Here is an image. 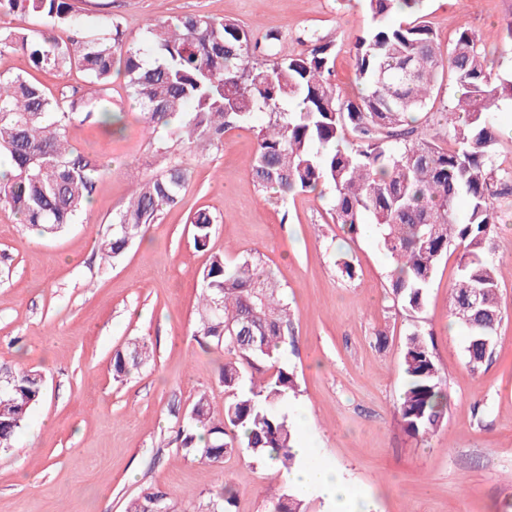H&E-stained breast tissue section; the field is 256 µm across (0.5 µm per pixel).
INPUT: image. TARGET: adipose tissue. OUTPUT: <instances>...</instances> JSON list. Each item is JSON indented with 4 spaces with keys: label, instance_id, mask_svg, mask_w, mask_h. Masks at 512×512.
<instances>
[{
    "label": "adipose tissue",
    "instance_id": "adipose-tissue-1",
    "mask_svg": "<svg viewBox=\"0 0 512 512\" xmlns=\"http://www.w3.org/2000/svg\"><path fill=\"white\" fill-rule=\"evenodd\" d=\"M297 464L289 473V483L298 491L319 495L327 502L350 505V512H369L365 499L360 496L336 469L311 462L308 449L295 447Z\"/></svg>",
    "mask_w": 512,
    "mask_h": 512
}]
</instances>
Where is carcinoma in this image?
I'll return each instance as SVG.
<instances>
[{
  "mask_svg": "<svg viewBox=\"0 0 512 512\" xmlns=\"http://www.w3.org/2000/svg\"><path fill=\"white\" fill-rule=\"evenodd\" d=\"M422 2L364 0L370 22L355 37L353 50L365 93L352 99L339 96L332 83L335 45L315 35L307 48L267 66L255 61L259 44L251 30L232 20L193 15L160 21L132 42L110 18L98 22L105 36L86 34V22L69 0H0V17L36 20L32 27L0 28V56L21 52L34 68L61 74L76 68L87 83L53 94L23 73L0 74V153L9 162V174L0 180V204L43 236L76 222L105 165L75 149L69 129L79 119H94L115 132L105 97L113 74L121 73L141 108L144 130H165L161 150L171 142L218 145L225 132L250 127L256 115H265L255 129L250 162L259 190L284 200L296 192L332 189L336 223L351 236L374 232L394 260L392 299L410 314L423 310L437 267L455 246L459 275L450 289L451 315L458 316L477 290L482 308L498 324L501 276L489 249L498 206L512 197V165L496 158L492 115L512 100V83L493 71L480 36L466 24L443 56L423 19ZM396 14L408 20L395 23ZM59 28L72 36L57 38ZM446 77L461 95L443 107L436 128L422 129L417 113ZM445 141L450 146L443 147ZM187 180L176 164L136 180L98 242L102 259L121 257L164 210L177 206ZM461 196L469 204L463 221L455 208ZM191 224L197 248L207 247L212 214L200 209ZM200 288L194 335L224 351V412L216 414L207 394H200L179 421L177 446L207 466L244 448L287 474L296 463L295 437L283 406L298 382L284 360L294 343V322L281 285L254 256L229 264L215 254ZM494 332L468 330L472 371L491 356ZM151 354L144 341L116 350L114 378L129 375ZM402 364L405 385L397 414L406 433L423 441L442 426L448 392L434 347L418 328L407 334ZM44 389L41 372L0 366L1 448L12 447ZM151 496L172 505L168 492L148 489L128 502L126 512H144ZM235 498L233 486L222 484L209 496V512H232ZM271 512H304V498L287 485Z\"/></svg>",
  "mask_w": 512,
  "mask_h": 512,
  "instance_id": "carcinoma-1",
  "label": "carcinoma"
}]
</instances>
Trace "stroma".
<instances>
[{
  "label": "stroma",
  "mask_w": 512,
  "mask_h": 512,
  "mask_svg": "<svg viewBox=\"0 0 512 512\" xmlns=\"http://www.w3.org/2000/svg\"><path fill=\"white\" fill-rule=\"evenodd\" d=\"M90 33L107 16L126 35L185 15L233 19L256 39L277 32L285 56L310 34L336 46L332 80L340 96L359 90L351 39L367 27L360 0H75ZM441 52L461 23L481 37L494 70L512 81V54L501 24L512 0H424ZM26 71L51 91L82 84L74 69L32 68L19 53L0 56V72ZM113 113L122 134L77 122L71 144L101 159L106 172L79 220L59 236L41 238L0 206V364L37 369L45 395L12 447L0 448V512H125L150 488L170 493L176 512H203L222 482L238 491L234 512H268L279 493V470L242 450L205 466L175 442V423L206 393L224 409L220 350L193 334L199 277L212 254L235 262L247 254L281 282L293 314L295 345L286 359L299 394L288 416L313 458L339 470L366 496L371 512H512V205L498 210L493 258L503 270L502 320L488 362L471 371L467 331L451 323L449 290L457 253L438 266L422 312L393 302L391 259L374 237H349L331 215V192H304L281 201L258 191L250 176L256 138L250 128L158 149L143 131L123 76H114ZM188 171L181 203L160 216L111 267L96 239L124 208L134 180ZM214 215L208 249L195 247L190 216ZM345 258L354 279L339 273ZM430 334L449 394L443 426L426 440L403 429L396 405L404 384L402 345L412 329ZM147 342L154 358L115 380L111 358L128 342Z\"/></svg>",
  "instance_id": "stroma-1"
}]
</instances>
